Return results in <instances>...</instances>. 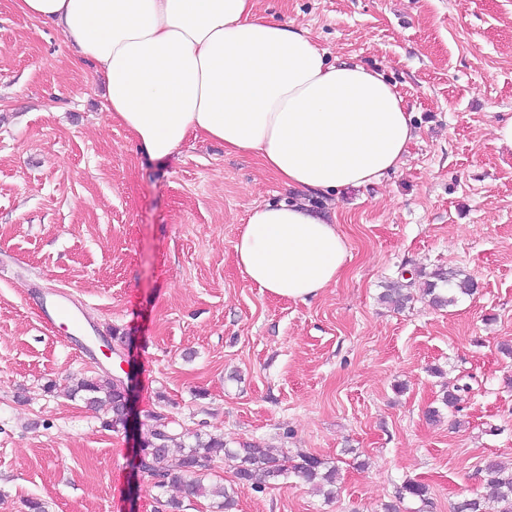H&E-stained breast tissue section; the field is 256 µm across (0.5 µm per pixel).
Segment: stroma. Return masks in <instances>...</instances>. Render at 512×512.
<instances>
[{"label": "stroma", "mask_w": 512, "mask_h": 512, "mask_svg": "<svg viewBox=\"0 0 512 512\" xmlns=\"http://www.w3.org/2000/svg\"><path fill=\"white\" fill-rule=\"evenodd\" d=\"M307 29L328 58L384 73L415 137L379 184L336 197L348 245L336 283L276 298L237 267L252 205L287 199L250 154L188 138L159 163L107 110L96 67L51 23L0 0V512H175L133 476V434L66 396L73 376L127 361L136 407L177 433L310 453L339 469L325 499L292 476L264 491L232 461L233 512H453L483 495L482 469L512 466V0H259ZM463 271L474 295L437 308L424 277ZM414 273L412 302L383 304ZM64 291L108 357L77 358L72 331L42 325ZM459 389L456 407L443 397ZM440 411L439 421L427 412ZM408 481L427 502L399 499Z\"/></svg>", "instance_id": "35a3bbf8"}]
</instances>
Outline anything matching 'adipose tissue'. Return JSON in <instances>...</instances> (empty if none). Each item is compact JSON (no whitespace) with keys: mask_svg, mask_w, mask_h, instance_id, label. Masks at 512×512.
Segmentation results:
<instances>
[{"mask_svg":"<svg viewBox=\"0 0 512 512\" xmlns=\"http://www.w3.org/2000/svg\"><path fill=\"white\" fill-rule=\"evenodd\" d=\"M48 20L105 81L108 110L150 160L188 137L249 153L292 193L253 205L234 243L246 277L305 302L335 283L348 255L335 197L401 165L415 129L385 76L330 61L308 31L257 0H13Z\"/></svg>","mask_w":512,"mask_h":512,"instance_id":"obj_1","label":"adipose tissue"}]
</instances>
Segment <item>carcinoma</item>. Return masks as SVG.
<instances>
[{
  "label": "carcinoma",
  "instance_id": "obj_1",
  "mask_svg": "<svg viewBox=\"0 0 512 512\" xmlns=\"http://www.w3.org/2000/svg\"><path fill=\"white\" fill-rule=\"evenodd\" d=\"M411 287L410 281L389 284L384 288L381 300L395 309H402L413 298ZM474 290L473 280L460 271H437L425 288L432 304L440 307L455 302L456 294L470 295ZM68 392L70 397L80 398L89 409L110 413L111 417L103 420L104 427L114 430L125 427L124 391L118 377H74ZM147 418L152 424L146 432L138 434L144 454L141 466L145 474L155 478L153 488L160 496L166 488L182 485L192 495L219 500V508L230 512L235 505V491L204 483V471L212 463L224 459L235 462L236 475L241 482L258 490L294 474L324 496L334 495L338 469L314 455L301 453L292 464L287 455L277 456L269 448L255 444L228 448L223 437L199 433L193 434V442L187 443L184 434L174 432L163 422L162 414L149 413ZM484 471L489 493L456 503L453 512H512V468L489 460ZM427 493L426 485L408 481L399 490L398 498L412 497L424 502Z\"/></svg>",
  "mask_w": 512,
  "mask_h": 512
}]
</instances>
